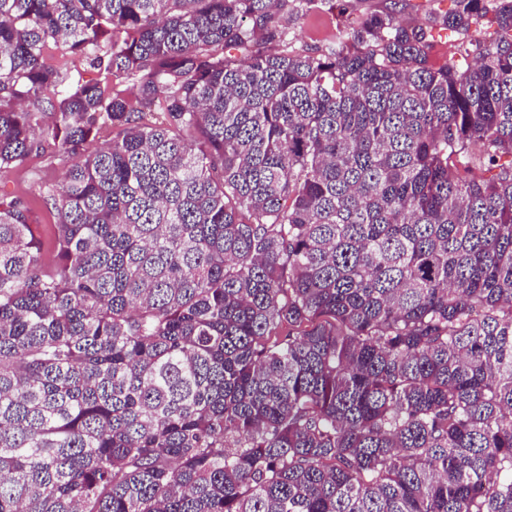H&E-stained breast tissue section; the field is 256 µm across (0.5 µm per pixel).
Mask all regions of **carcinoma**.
<instances>
[{"label":"carcinoma","mask_w":512,"mask_h":512,"mask_svg":"<svg viewBox=\"0 0 512 512\" xmlns=\"http://www.w3.org/2000/svg\"><path fill=\"white\" fill-rule=\"evenodd\" d=\"M287 2L0 0V512H512V0ZM394 2L398 3L397 16L404 24L433 27L430 57L434 65L455 62L466 68L472 63V57L461 55L462 35L435 23L453 10V0H336L333 13L312 15L301 24H289L288 39L296 48L320 46L335 33V22L357 26L372 12L395 8ZM45 65L62 74H67L83 82L100 83L107 85L115 91H127L132 85L130 82L116 78L104 71L88 66L82 58L72 54L62 44H49L44 51ZM70 164V160L62 156L33 157L24 167L0 173V191L23 199L29 208L31 224H38L44 236L49 235L56 224L55 211L44 201L45 186L56 183Z\"/></svg>","instance_id":"obj_1"}]
</instances>
